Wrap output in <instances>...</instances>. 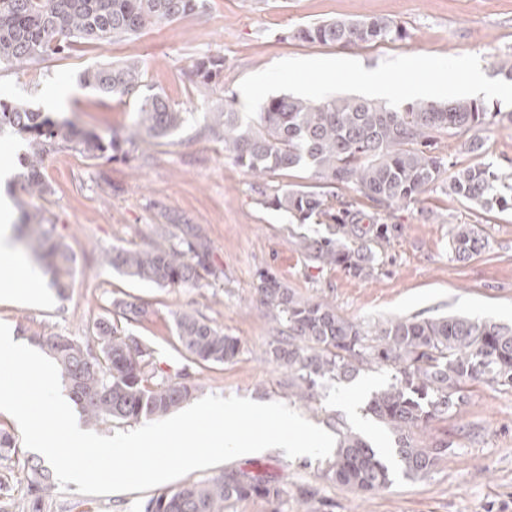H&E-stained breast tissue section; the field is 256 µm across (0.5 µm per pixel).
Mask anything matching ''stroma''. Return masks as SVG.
Returning <instances> with one entry per match:
<instances>
[{
    "mask_svg": "<svg viewBox=\"0 0 512 512\" xmlns=\"http://www.w3.org/2000/svg\"><path fill=\"white\" fill-rule=\"evenodd\" d=\"M386 17L402 25L406 40L340 49L309 46L292 37L301 25L334 18ZM478 56L488 76L494 64L512 57V0H206L205 8L185 19L146 28L139 35L102 47L80 46L65 57H51L25 70L0 69V101L66 120L82 132L124 139L133 129L138 103L105 97L84 87L80 74L106 62L139 61L146 92L163 93L189 123L172 136L139 143L113 160L86 159L65 149L50 156L43 176L51 194L43 202L76 263L65 294L50 288L42 300L0 299V322L16 338L58 332L94 344L88 325L112 299L130 296L148 305L132 330L152 353L163 376L189 373L198 386L195 399L214 394L258 402H280L311 423L326 427L342 420L383 448L392 439L363 408L372 394L391 381L389 368L365 370L349 382L323 381L313 407L289 397L286 375L267 351L279 326L257 307L254 289L269 272L297 296L325 300L337 313L373 330L398 318L467 315L512 325V212H486L438 191L393 211L398 236L380 249L377 270L353 276L339 267H319L296 250L295 234L322 232L319 224H292L286 214L267 208L266 196L285 186L310 185L309 171H284L259 181L237 165L221 140L203 135L205 117L218 105H237L236 90L247 76L294 58H352L375 67L396 56ZM219 56L224 75L210 84L189 80L187 70L200 58ZM484 146L470 152L460 135L439 140L442 153L464 166L512 161V123L497 121L480 133ZM28 137L0 132V161L10 175L0 185L15 214L33 209L21 188L22 159ZM190 223L205 236L218 270L215 284L201 288L167 287L129 280L99 265L104 249L149 245L158 228L180 234ZM459 224L476 225L489 245L466 260L449 248ZM195 311L214 321L225 335L237 337L241 352L224 364H198L179 350L173 321ZM418 447L447 444L448 451L425 476L394 478L391 485L363 493L325 475L326 460H295L273 449L238 457L167 482H183L221 472L245 471L284 489L280 502L252 497L229 512H512V387L467 384L465 400L448 418L416 431ZM43 457L27 448L0 459V512H33V465ZM317 490L315 500L297 505L298 488ZM144 491L89 495L76 485L54 488L43 512H140Z\"/></svg>",
    "mask_w": 512,
    "mask_h": 512,
    "instance_id": "1",
    "label": "stroma"
}]
</instances>
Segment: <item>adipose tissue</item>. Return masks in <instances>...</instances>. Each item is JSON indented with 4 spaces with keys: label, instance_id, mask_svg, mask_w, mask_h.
I'll use <instances>...</instances> for the list:
<instances>
[{
    "label": "adipose tissue",
    "instance_id": "adipose-tissue-1",
    "mask_svg": "<svg viewBox=\"0 0 512 512\" xmlns=\"http://www.w3.org/2000/svg\"><path fill=\"white\" fill-rule=\"evenodd\" d=\"M14 210L8 198L0 199V266L11 270L10 287L0 289V298L23 296L29 299L40 297L42 290L40 281L33 271L30 262L22 257L14 244L12 221Z\"/></svg>",
    "mask_w": 512,
    "mask_h": 512
}]
</instances>
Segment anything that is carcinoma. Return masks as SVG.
Wrapping results in <instances>:
<instances>
[{
  "label": "carcinoma",
  "instance_id": "cac0c4a2",
  "mask_svg": "<svg viewBox=\"0 0 512 512\" xmlns=\"http://www.w3.org/2000/svg\"><path fill=\"white\" fill-rule=\"evenodd\" d=\"M204 0H0V67L24 68L73 50L79 45L102 47L159 25L193 15ZM294 38L310 45L371 46L403 41L404 28L392 19L336 18L302 26ZM224 58L208 57L193 64L189 78L209 84L220 76ZM80 83L105 96L140 100L133 132L126 142L167 138L187 121L160 93L141 95L142 66L137 61L86 69ZM512 112L492 110L481 100L448 102L415 100L389 107L359 97H327L309 101L290 95L267 98L254 122L226 107L210 112L205 131L224 141V150L256 177L306 170L318 180L311 186L278 190L266 204L288 215L292 224H322L325 233L300 235L296 245L307 260L341 267L369 277L378 261L375 247L398 231L385 224L395 208L419 201L425 192L443 187L485 211L512 212V168L492 163L460 167L436 152L441 135L477 132L492 119ZM30 137L23 190L44 200L50 187L42 177L45 159L62 150H76L95 159L121 150L112 138L79 135L68 121L41 112L0 103V129ZM344 187L368 200L376 210V228L362 225V211L337 193ZM19 234L36 257L53 271L51 287L66 288L76 259L56 234V225L36 208L20 217ZM487 242L471 224L452 232L451 249L468 259ZM103 264L120 275L160 288H200L218 277L211 247L192 225L182 235L140 249L100 252ZM259 306L284 326L269 357L288 372V392L307 407L316 402L319 381H349L376 367L395 371L392 382L375 391L365 412L393 438L380 448L362 433L336 423L338 441L329 462V477L342 485L374 492L392 482L384 456H393L402 474L416 478L436 464L442 449L413 444L412 433L448 415L464 400L463 386L486 380L512 385V327L453 316L437 319L400 318L375 332L336 313L327 301L302 299L272 274H259ZM113 309L93 324L99 349L83 346L61 333H35L31 341L55 359L70 397L88 422H130L168 415L191 399L196 385L180 374L161 378L150 361L149 348L128 326L146 314L138 299L115 300ZM180 350L198 363H226L239 354V341L224 335L211 320L184 311L175 320ZM35 503L52 492L44 469L33 468ZM283 490L244 471L222 473L186 483L148 498L141 512H226L251 497L275 500Z\"/></svg>",
  "mask_w": 512,
  "mask_h": 512
}]
</instances>
